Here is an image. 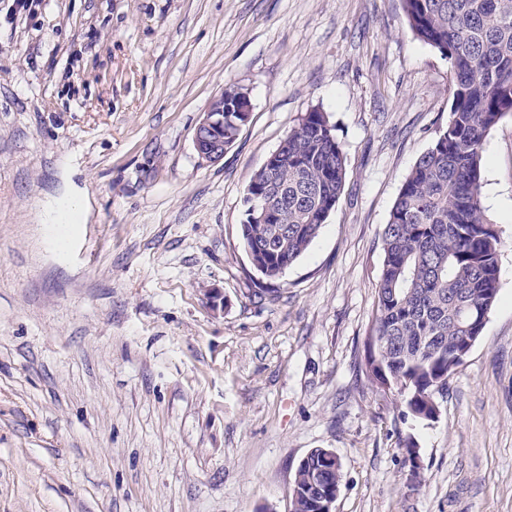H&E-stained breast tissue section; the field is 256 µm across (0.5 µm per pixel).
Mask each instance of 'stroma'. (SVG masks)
Returning <instances> with one entry per match:
<instances>
[{"label": "stroma", "mask_w": 512, "mask_h": 512, "mask_svg": "<svg viewBox=\"0 0 512 512\" xmlns=\"http://www.w3.org/2000/svg\"><path fill=\"white\" fill-rule=\"evenodd\" d=\"M230 83L251 116L208 163ZM452 90L402 0H0V512H290L314 448L335 512H512V116L482 170L500 290L438 418L365 373L382 230ZM314 109L344 187L262 298L244 191ZM248 98L244 88L228 84L220 95L214 97L194 131V146L199 158L208 163H217L224 158V137L235 134L234 128L226 125L227 135L224 136L225 105ZM225 104V105H224ZM324 460L326 463L333 465L334 468L340 464L336 454L328 449L324 459L319 453H313L303 465L297 467L291 492V512H315L318 510V508L313 507V503L318 499L314 498L305 489L308 485V478L313 473L318 471L323 476L324 486L336 484L337 487H340L342 478L341 467L336 469V473L327 471L324 469L327 466ZM336 486L327 489L324 496L320 497L323 509L319 512H333L334 504L339 495V489H336Z\"/></svg>", "instance_id": "35a3bbf8"}]
</instances>
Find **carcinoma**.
<instances>
[{
    "mask_svg": "<svg viewBox=\"0 0 512 512\" xmlns=\"http://www.w3.org/2000/svg\"><path fill=\"white\" fill-rule=\"evenodd\" d=\"M412 33L454 75L448 125L406 177L382 231L384 259L366 343L379 387L408 384L404 417L428 419L448 369L479 336L500 290L501 240L482 205L487 135L512 114V0H402ZM245 188L242 246L267 281L281 279L318 237L339 198L346 163L326 113H305ZM312 454L297 467L291 512H317L315 472L341 485Z\"/></svg>",
    "mask_w": 512,
    "mask_h": 512,
    "instance_id": "cac0c4a2",
    "label": "carcinoma"
}]
</instances>
